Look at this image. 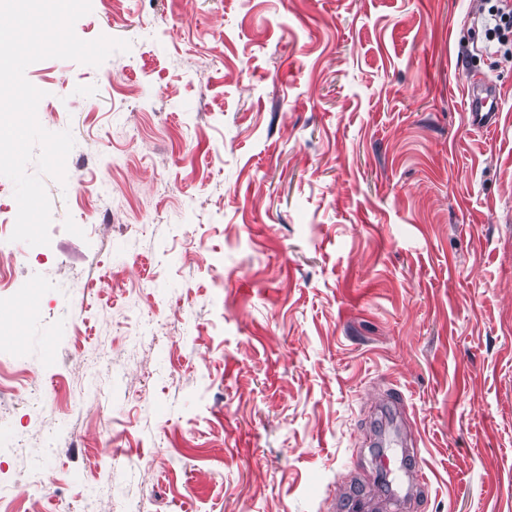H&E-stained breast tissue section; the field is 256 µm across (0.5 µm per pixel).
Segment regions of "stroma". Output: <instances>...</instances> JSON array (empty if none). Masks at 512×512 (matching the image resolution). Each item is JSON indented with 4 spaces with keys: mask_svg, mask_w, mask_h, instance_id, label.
<instances>
[{
    "mask_svg": "<svg viewBox=\"0 0 512 512\" xmlns=\"http://www.w3.org/2000/svg\"><path fill=\"white\" fill-rule=\"evenodd\" d=\"M0 345V512H512V60L480 0H91ZM487 81L495 126L467 93ZM401 400L430 480L386 493ZM468 121L476 127H489L497 122L499 102L496 92L484 82L472 85L467 102Z\"/></svg>",
    "mask_w": 512,
    "mask_h": 512,
    "instance_id": "obj_1",
    "label": "stroma"
}]
</instances>
